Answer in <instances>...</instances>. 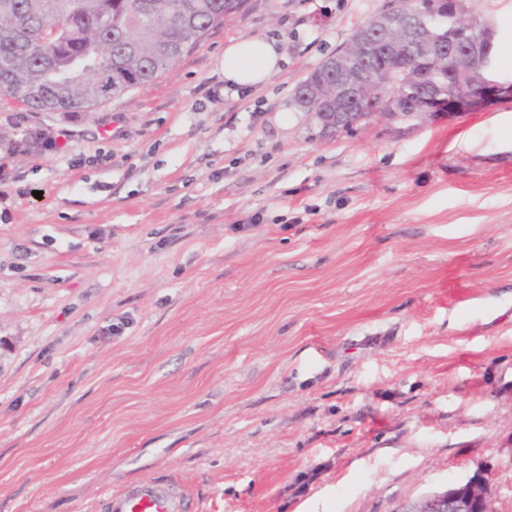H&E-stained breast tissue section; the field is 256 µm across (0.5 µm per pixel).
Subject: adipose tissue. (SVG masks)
I'll return each mask as SVG.
<instances>
[{
	"mask_svg": "<svg viewBox=\"0 0 512 512\" xmlns=\"http://www.w3.org/2000/svg\"><path fill=\"white\" fill-rule=\"evenodd\" d=\"M279 61L280 53L275 43L244 37L225 46L221 65L229 85L251 88L263 84L277 70Z\"/></svg>",
	"mask_w": 512,
	"mask_h": 512,
	"instance_id": "ef3b65f1",
	"label": "adipose tissue"
}]
</instances>
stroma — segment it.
<instances>
[{
    "mask_svg": "<svg viewBox=\"0 0 512 512\" xmlns=\"http://www.w3.org/2000/svg\"><path fill=\"white\" fill-rule=\"evenodd\" d=\"M389 0H246L93 108L0 97V512H512V97L326 137L297 85ZM512 80V0H467ZM275 40L228 86L229 39ZM279 61L280 53L272 41L256 37L232 40L224 47L221 60L224 80L237 88L256 87L278 69ZM456 490L448 489L425 494L415 503L396 512H492L490 488L492 476L477 470L464 481L454 483ZM185 506V496L178 485L151 479L110 495V512H183Z\"/></svg>",
    "mask_w": 512,
    "mask_h": 512,
    "instance_id": "obj_1",
    "label": "stroma"
}]
</instances>
